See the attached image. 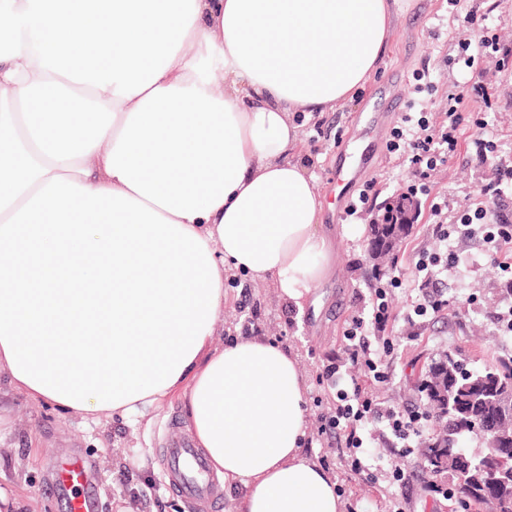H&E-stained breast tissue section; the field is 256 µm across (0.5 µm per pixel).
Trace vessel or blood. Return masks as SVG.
Returning <instances> with one entry per match:
<instances>
[{"instance_id":"b4317fda","label":"vessel or blood","mask_w":512,"mask_h":512,"mask_svg":"<svg viewBox=\"0 0 512 512\" xmlns=\"http://www.w3.org/2000/svg\"><path fill=\"white\" fill-rule=\"evenodd\" d=\"M403 106V100L390 99L385 112H376L368 117L361 131L362 137L381 141L386 112L402 111ZM165 467L166 485L188 503L191 512H221L223 501L215 492L207 461L190 440L168 442Z\"/></svg>"}]
</instances>
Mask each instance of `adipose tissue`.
I'll list each match as a JSON object with an SVG mask.
<instances>
[{"mask_svg": "<svg viewBox=\"0 0 512 512\" xmlns=\"http://www.w3.org/2000/svg\"><path fill=\"white\" fill-rule=\"evenodd\" d=\"M390 0H0V395L139 423L179 395L239 512H343L297 354L222 343L227 269L297 311L336 248L296 114L377 73ZM95 71L56 62L60 32Z\"/></svg>", "mask_w": 512, "mask_h": 512, "instance_id": "obj_1", "label": "adipose tissue"}]
</instances>
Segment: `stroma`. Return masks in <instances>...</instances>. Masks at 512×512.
I'll return each mask as SVG.
<instances>
[{
  "mask_svg": "<svg viewBox=\"0 0 512 512\" xmlns=\"http://www.w3.org/2000/svg\"><path fill=\"white\" fill-rule=\"evenodd\" d=\"M512 47V0H397L389 45L373 81L353 100L336 110L303 121L301 148L309 157L325 204L322 221L338 248L335 272L316 294L319 311L297 316L279 302L273 288L251 283L242 274L225 281L224 338L242 331L245 318L256 317L262 335L293 348L307 375L310 441L305 455L336 481L345 512H482L462 507L458 500L414 484L399 490L390 473L376 483L363 482L351 471L334 438L321 434L330 415L335 392L322 373L335 356L346 322L360 308L359 295L368 289L373 262L368 252L369 224L337 212L335 172L356 145L374 100L391 95L418 96L429 121L448 109L464 70L455 65L461 40L471 37L473 23ZM435 75L432 93L415 94V75L423 69ZM473 78L488 83L494 93L491 110L470 104V111H487L495 129L500 159L512 162V73L501 71L496 57H480ZM490 172L476 167L467 141L439 166L433 177L436 193L448 203V218L456 220L487 183ZM410 174L399 156L370 149L361 180L384 183V197H397ZM471 260L448 275L449 295L466 300L476 294V305L459 313L416 325L398 323L391 336L395 344L389 384L379 387L381 399L394 406L419 400L417 385L433 359L444 351L458 352L468 369L480 370L493 357L512 356V337L500 335L491 314L506 300L496 270L478 243L465 246ZM150 425L129 427L120 421L100 426L13 396L0 416V488L16 496L26 512H65L64 500L51 483L56 466L81 459L95 489L94 512H189L186 502L164 485L162 448L167 437L179 434L184 411L177 398L149 410Z\"/></svg>",
  "mask_w": 512,
  "mask_h": 512,
  "instance_id": "stroma-1",
  "label": "stroma"
}]
</instances>
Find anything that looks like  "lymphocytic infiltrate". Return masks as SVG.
Segmentation results:
<instances>
[{
	"label": "lymphocytic infiltrate",
	"mask_w": 512,
	"mask_h": 512,
	"mask_svg": "<svg viewBox=\"0 0 512 512\" xmlns=\"http://www.w3.org/2000/svg\"><path fill=\"white\" fill-rule=\"evenodd\" d=\"M467 97L488 103L489 89L478 82L463 84L458 94L449 97L448 110L436 125L417 116V102L409 100L408 112L403 113L400 126L393 128L386 144L388 153L404 158L412 175L407 198H430L438 246L432 251L420 250L414 256L411 275L372 269L369 295L345 326L335 361L325 368L327 379L336 389V403L320 431L346 448L350 467L358 475L365 473L362 457L371 449L384 443L395 448L400 459H407L419 447L424 434L440 423L427 403L391 406L374 387L387 384L392 377L388 358L394 346L388 329L400 320L412 324L447 315L448 274L465 260L458 243L473 239L481 242L502 287L512 293V215L501 209L503 197L512 193V166L494 155V133L485 118L462 110L461 103ZM470 127L475 130L472 159L476 165L490 169L492 178L458 223L452 224L448 221L447 202L433 193L432 177ZM399 289L405 290L408 297L400 308L393 304L394 293Z\"/></svg>",
	"instance_id": "f902f5d3"
}]
</instances>
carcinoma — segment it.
<instances>
[{
  "mask_svg": "<svg viewBox=\"0 0 512 512\" xmlns=\"http://www.w3.org/2000/svg\"><path fill=\"white\" fill-rule=\"evenodd\" d=\"M408 230L407 224L371 225L373 259L388 256ZM420 389L444 419L427 439L421 461L434 473L448 474L463 500L492 512H512V454L499 455L495 480L487 479L478 469L485 456L498 455L499 446L512 442V358H498L484 370L471 372L463 360L446 354L430 365ZM489 422L499 434L497 438L486 435L492 446L476 454L456 447L458 436L478 435Z\"/></svg>",
  "mask_w": 512,
  "mask_h": 512,
  "instance_id": "1",
  "label": "carcinoma"
}]
</instances>
